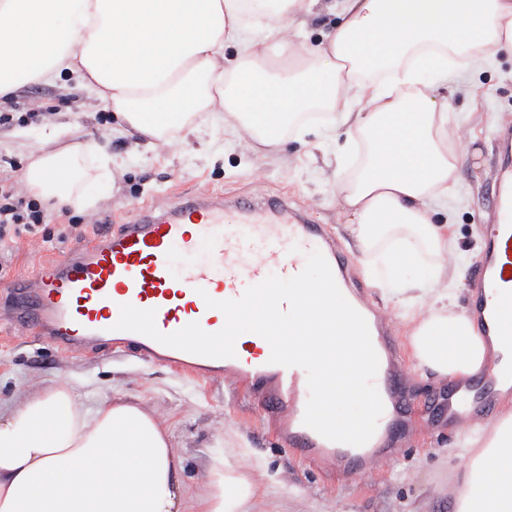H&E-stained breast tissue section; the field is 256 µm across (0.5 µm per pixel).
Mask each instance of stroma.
Masks as SVG:
<instances>
[{
    "label": "stroma",
    "mask_w": 512,
    "mask_h": 512,
    "mask_svg": "<svg viewBox=\"0 0 512 512\" xmlns=\"http://www.w3.org/2000/svg\"><path fill=\"white\" fill-rule=\"evenodd\" d=\"M474 86L479 89L475 96L470 93ZM441 91L451 101L452 119L476 134L469 155L457 163L447 208L434 215L435 223L452 224L457 238L462 274L455 286L457 304L464 309L483 247L481 226L494 203L497 135L512 126V54H501L474 73H449ZM102 108L100 99L67 78L17 86L10 100L0 104V110L16 115L15 121L0 126V155L15 164L5 170V177L21 181L32 150L39 146L57 148L91 139L126 159L111 198L98 208L102 219L115 227L137 209L162 210L179 198L202 193L288 199L335 236L371 300L395 318L397 308L383 290L387 242L364 253L346 230L338 186L353 179L359 164L336 154L337 144L345 140L344 127H337L335 143H321L329 116L306 122L304 135L287 133L281 147L256 152L197 114L166 149L157 151L118 121L101 125ZM258 167L265 172L260 182L253 177ZM45 213L46 222L35 236L0 241V261L6 262L9 277L31 276L44 263L63 259L95 236V227L83 222L84 210L49 207ZM7 307L6 296L0 294L1 402H13L32 384L75 386L89 407L110 391L140 397L172 414L175 440L186 448L187 460L179 473L183 483L205 480L213 457L234 465L248 455L252 478L275 485L267 512H453L464 460L455 453L461 435L446 410L448 382L416 367L403 323L395 325V341L412 409L402 436L385 449L381 466L363 475L345 470L332 479L292 455L272 433L262 409L230 393L223 383L123 352L64 356L49 340L20 333Z\"/></svg>",
    "instance_id": "obj_1"
}]
</instances>
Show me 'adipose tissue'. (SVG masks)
Returning <instances> with one entry per match:
<instances>
[{
	"label": "adipose tissue",
	"mask_w": 512,
	"mask_h": 512,
	"mask_svg": "<svg viewBox=\"0 0 512 512\" xmlns=\"http://www.w3.org/2000/svg\"><path fill=\"white\" fill-rule=\"evenodd\" d=\"M324 11L339 23L318 44L295 40ZM504 51L512 0H0V96L67 72L151 145L198 111L257 148L279 146L313 107L344 111L345 149L369 150L340 189L348 231L365 250L389 239L390 293L414 357L442 377L480 374L487 343L454 301L455 236L432 218L457 154L448 97L428 76ZM121 170L75 141L36 150L23 184L91 210ZM462 448L455 512H512V415L474 426ZM182 460L170 417L138 397L89 408L59 386L0 408V512H265L267 484L216 457L194 488L178 478Z\"/></svg>",
	"instance_id": "1"
}]
</instances>
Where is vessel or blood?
Wrapping results in <instances>:
<instances>
[{"instance_id":"b4317fda","label":"vessel or blood","mask_w":512,"mask_h":512,"mask_svg":"<svg viewBox=\"0 0 512 512\" xmlns=\"http://www.w3.org/2000/svg\"><path fill=\"white\" fill-rule=\"evenodd\" d=\"M500 150L495 206L483 230L484 249L472 273L468 307L482 335L497 338L499 345L489 349L487 373L480 383L455 386L448 416L460 423L472 422L477 407L495 410L499 381L512 378V334L505 330V320L512 315L511 135L502 138ZM315 250L329 263L344 297L365 318L379 359L374 385L384 411L364 445L331 441L304 425L306 371L270 363V346L258 334L239 336L235 357L210 358L115 327L121 305L129 303L155 310L156 326L166 334L192 322L217 332L225 317L207 307L205 297L237 299L268 275L292 277ZM0 290L10 299L17 328L52 341L62 353L88 355L104 346H123L146 360L224 382L230 391L259 394L281 442L318 468L372 470L381 459L383 439L396 434L408 410L405 382L395 369L398 352L390 317L364 290L351 285L344 257L322 225L307 222L284 203L250 208L198 196L176 201L158 215L138 212L119 230L74 248L35 278L9 281Z\"/></svg>"}]
</instances>
